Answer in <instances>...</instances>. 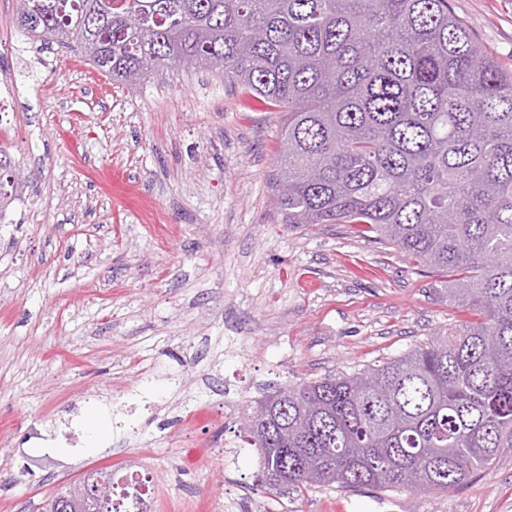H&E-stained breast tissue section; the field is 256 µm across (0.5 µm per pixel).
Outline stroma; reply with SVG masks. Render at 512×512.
Segmentation results:
<instances>
[{
    "label": "stroma",
    "mask_w": 512,
    "mask_h": 512,
    "mask_svg": "<svg viewBox=\"0 0 512 512\" xmlns=\"http://www.w3.org/2000/svg\"><path fill=\"white\" fill-rule=\"evenodd\" d=\"M448 2L512 68V0ZM16 8L0 0V147L27 179L0 223V512H44L102 467L146 476L155 512H512V453L445 492L257 486L238 431L258 401L476 314L357 225L282 224L281 112L213 70L113 84L20 36ZM69 431L63 455L32 440Z\"/></svg>",
    "instance_id": "1"
}]
</instances>
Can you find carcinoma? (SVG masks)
Masks as SVG:
<instances>
[{
    "label": "carcinoma",
    "mask_w": 512,
    "mask_h": 512,
    "mask_svg": "<svg viewBox=\"0 0 512 512\" xmlns=\"http://www.w3.org/2000/svg\"><path fill=\"white\" fill-rule=\"evenodd\" d=\"M17 2L22 36L114 82L190 62L285 109L282 223L362 224L485 317L266 398L239 437L268 490L446 491L512 451V71L448 0ZM22 188L0 149V211Z\"/></svg>",
    "instance_id": "cac0c4a2"
}]
</instances>
